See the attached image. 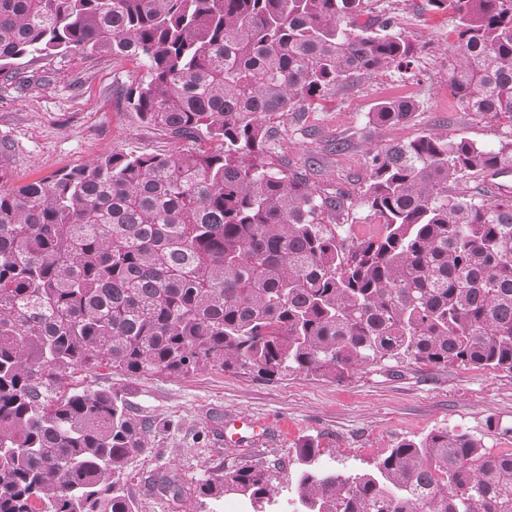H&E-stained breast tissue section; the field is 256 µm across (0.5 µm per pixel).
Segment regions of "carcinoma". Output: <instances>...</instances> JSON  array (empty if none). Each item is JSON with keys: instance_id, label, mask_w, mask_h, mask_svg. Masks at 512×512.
Listing matches in <instances>:
<instances>
[{"instance_id": "carcinoma-1", "label": "carcinoma", "mask_w": 512, "mask_h": 512, "mask_svg": "<svg viewBox=\"0 0 512 512\" xmlns=\"http://www.w3.org/2000/svg\"><path fill=\"white\" fill-rule=\"evenodd\" d=\"M454 23L448 88L466 112L512 126V0H425ZM368 0H0V94L48 82L35 59L71 51L142 60L140 120L217 151L113 152L0 184V512H138L128 458L159 424L78 371L186 376L242 368L336 378L393 361L512 374V138L494 147L425 133L378 150L351 199L266 161L275 119L304 116L363 74L412 73L419 44ZM388 98L369 122L400 125ZM296 453L298 512H512V450L438 430L371 470ZM257 461L201 480L253 512L274 502ZM150 490L185 486L161 469Z\"/></svg>"}]
</instances>
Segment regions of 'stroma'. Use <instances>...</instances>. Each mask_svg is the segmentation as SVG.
Listing matches in <instances>:
<instances>
[{
	"mask_svg": "<svg viewBox=\"0 0 512 512\" xmlns=\"http://www.w3.org/2000/svg\"><path fill=\"white\" fill-rule=\"evenodd\" d=\"M387 13L421 46L415 76L376 73L354 80L302 120H285L269 161L305 172L312 186L358 199L369 176L373 149L432 130L493 146L512 134L459 110L448 89V54L454 39L448 14L424 9L423 0H381ZM52 78L18 97L0 96V139L11 142L5 186L76 169L113 152L172 153L218 150L209 140H178L141 123L127 92L144 73L130 59L73 52L51 61ZM410 97L421 108L409 123L378 128L368 114L381 100ZM343 143L335 151L334 143ZM78 387H110L124 394L138 414L164 422L153 448L136 454L127 468V488L139 512H213L214 503L185 497L180 503L149 493L155 470L176 469L186 485L258 460L277 465L278 506L288 508L286 483L296 468L295 448L314 438L319 462L344 473L370 469L388 448L448 429L469 434L489 448H512L496 424L512 426V375L451 366L384 362L364 365L331 379L294 374L267 381L241 371L212 368L186 377L124 375L101 366L75 375ZM268 422L260 437L224 440L234 416ZM209 439H201L202 431Z\"/></svg>",
	"mask_w": 512,
	"mask_h": 512,
	"instance_id": "1",
	"label": "stroma"
}]
</instances>
